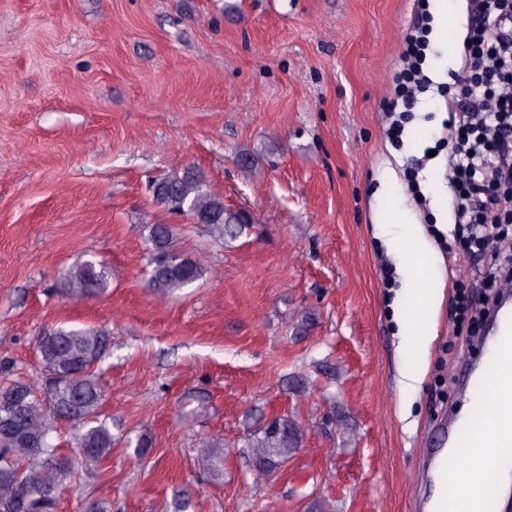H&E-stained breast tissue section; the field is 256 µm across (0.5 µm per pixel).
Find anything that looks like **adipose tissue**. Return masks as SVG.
I'll return each instance as SVG.
<instances>
[{
	"label": "adipose tissue",
	"instance_id": "1",
	"mask_svg": "<svg viewBox=\"0 0 512 512\" xmlns=\"http://www.w3.org/2000/svg\"><path fill=\"white\" fill-rule=\"evenodd\" d=\"M387 247L399 258L405 288L397 308L401 348L416 356H424L431 343L430 329L441 303L442 293L431 283L426 271L432 260V248L417 224H410L407 233L390 237ZM470 455V468L458 473L449 467L448 482L452 493L476 500L488 493L507 465L495 462L494 451L484 446L480 432L467 434L464 443Z\"/></svg>",
	"mask_w": 512,
	"mask_h": 512
}]
</instances>
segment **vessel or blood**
I'll use <instances>...</instances> for the list:
<instances>
[{
	"mask_svg": "<svg viewBox=\"0 0 512 512\" xmlns=\"http://www.w3.org/2000/svg\"><path fill=\"white\" fill-rule=\"evenodd\" d=\"M488 363L499 373L497 388L499 401L493 409L477 408L469 423L450 420L439 437L432 441L424 453L427 461L426 476L430 484H444L447 471L448 445L467 434L470 425L491 422L488 442L501 460H512V310L499 312L496 326L486 341Z\"/></svg>",
	"mask_w": 512,
	"mask_h": 512,
	"instance_id": "1",
	"label": "vessel or blood"
}]
</instances>
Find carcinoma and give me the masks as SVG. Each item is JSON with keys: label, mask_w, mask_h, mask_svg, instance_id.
I'll list each match as a JSON object with an SVG mask.
<instances>
[{"label": "carcinoma", "mask_w": 512, "mask_h": 512, "mask_svg": "<svg viewBox=\"0 0 512 512\" xmlns=\"http://www.w3.org/2000/svg\"><path fill=\"white\" fill-rule=\"evenodd\" d=\"M154 196L169 211L208 225L219 238L233 237L246 226L261 223L257 214L225 206L207 189L201 173L192 169L159 181ZM170 234L167 225L154 224L149 235L150 285L164 295L192 285L202 275L198 265H186L174 253L155 250L156 243L170 239ZM111 281L112 268L104 262L84 261L68 275L67 288L72 295L85 297L106 291ZM44 340L46 347L39 349L42 371L57 376L56 402L67 408L68 419L62 420L53 403L19 382L0 387L4 392L20 387L29 392L23 413L0 426V512H55L57 496L43 492L59 486L64 472L57 465L59 446L51 440L56 425L66 422L76 428V448L91 450L94 461H102L112 451V432L99 418L102 392L90 370L106 353L109 336L94 328L61 327ZM302 436L300 422L283 417L252 440L249 448L256 479H263L298 450Z\"/></svg>", "instance_id": "cac0c4a2"}]
</instances>
